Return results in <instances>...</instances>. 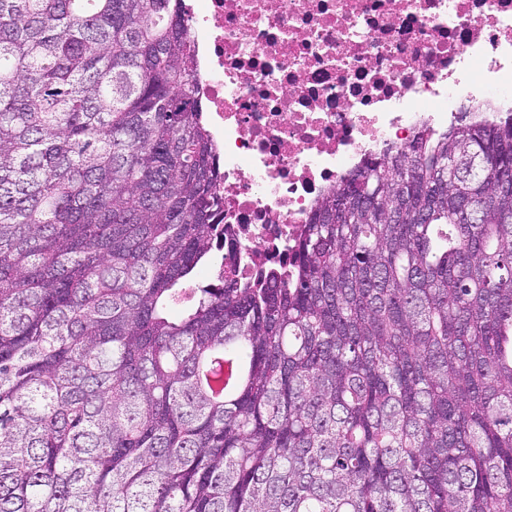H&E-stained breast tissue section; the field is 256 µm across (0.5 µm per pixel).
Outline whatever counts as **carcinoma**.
Wrapping results in <instances>:
<instances>
[{
  "label": "carcinoma",
  "mask_w": 512,
  "mask_h": 512,
  "mask_svg": "<svg viewBox=\"0 0 512 512\" xmlns=\"http://www.w3.org/2000/svg\"><path fill=\"white\" fill-rule=\"evenodd\" d=\"M197 70L183 0H0V512H512V112L247 280Z\"/></svg>",
  "instance_id": "1"
}]
</instances>
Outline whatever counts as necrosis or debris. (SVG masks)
Instances as JSON below:
<instances>
[{"instance_id": "1", "label": "necrosis or debris", "mask_w": 512, "mask_h": 512, "mask_svg": "<svg viewBox=\"0 0 512 512\" xmlns=\"http://www.w3.org/2000/svg\"><path fill=\"white\" fill-rule=\"evenodd\" d=\"M219 148L217 243L278 269L320 196L365 157L447 124L461 97L512 110V0H192Z\"/></svg>"}]
</instances>
